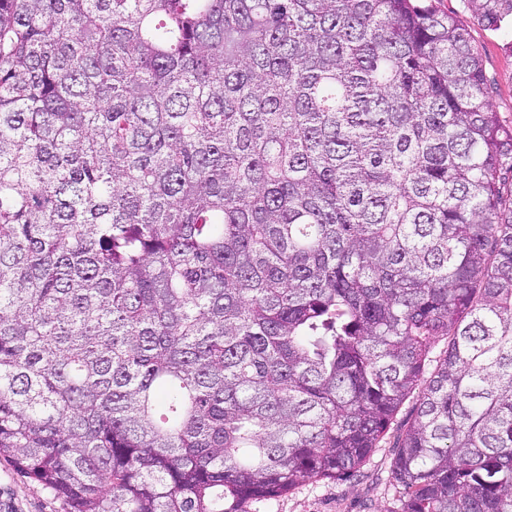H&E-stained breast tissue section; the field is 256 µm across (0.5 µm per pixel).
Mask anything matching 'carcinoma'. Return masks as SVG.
<instances>
[{"label": "carcinoma", "instance_id": "obj_1", "mask_svg": "<svg viewBox=\"0 0 512 512\" xmlns=\"http://www.w3.org/2000/svg\"><path fill=\"white\" fill-rule=\"evenodd\" d=\"M506 172L428 0H0V457L70 512H247L416 393L399 512H512Z\"/></svg>", "mask_w": 512, "mask_h": 512}]
</instances>
